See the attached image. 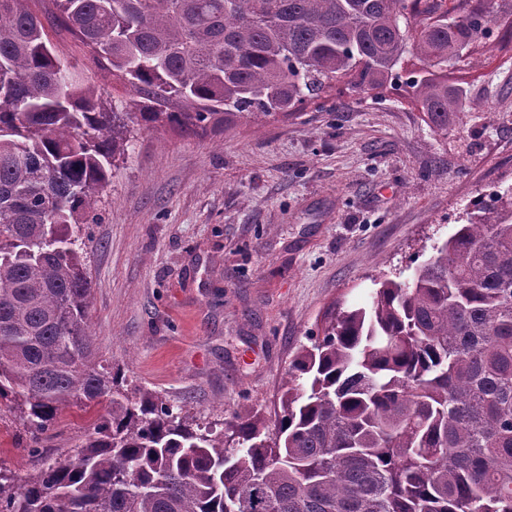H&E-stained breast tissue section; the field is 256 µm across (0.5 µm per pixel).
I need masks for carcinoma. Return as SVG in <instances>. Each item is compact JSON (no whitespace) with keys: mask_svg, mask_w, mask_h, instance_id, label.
<instances>
[{"mask_svg":"<svg viewBox=\"0 0 512 512\" xmlns=\"http://www.w3.org/2000/svg\"><path fill=\"white\" fill-rule=\"evenodd\" d=\"M28 0H0V405L31 452L59 411L110 397L74 454L0 470V512H512V195L412 277L376 283L292 360L275 432L202 427L97 364L81 224L135 129L200 136L290 114L350 77L399 80L432 129L468 104L470 45L512 0H53L117 112ZM31 7L41 17L45 29L50 39L56 46L58 53L64 56L70 63L72 70L79 73L84 78L89 77L95 84V87L102 93L104 99L109 104H116L119 109L131 108L132 100L135 97L129 90L116 82L112 86V76L101 71L92 61L87 49H85L78 39L71 32L57 25L54 15L56 12L55 5L52 1L32 2Z\"/></svg>","mask_w":512,"mask_h":512,"instance_id":"obj_1","label":"carcinoma"}]
</instances>
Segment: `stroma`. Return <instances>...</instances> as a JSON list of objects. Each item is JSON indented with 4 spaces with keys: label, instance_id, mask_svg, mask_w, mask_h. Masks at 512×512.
<instances>
[{
    "label": "stroma",
    "instance_id": "obj_1",
    "mask_svg": "<svg viewBox=\"0 0 512 512\" xmlns=\"http://www.w3.org/2000/svg\"><path fill=\"white\" fill-rule=\"evenodd\" d=\"M58 53L108 103L132 105L71 32L34 0ZM471 108L440 136L403 90L326 98L275 122L206 136L134 131L86 224L88 322L126 393L224 430L238 413L276 420L294 355L334 308L367 305L373 279L426 260L435 242L512 189V44H476ZM109 406L73 403L44 442L73 451ZM0 415V467L37 461Z\"/></svg>",
    "mask_w": 512,
    "mask_h": 512
}]
</instances>
